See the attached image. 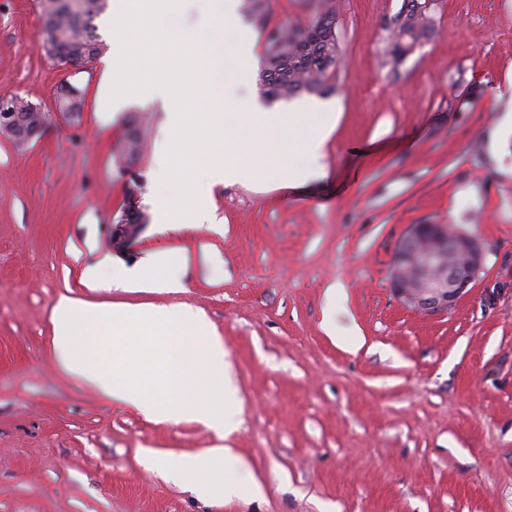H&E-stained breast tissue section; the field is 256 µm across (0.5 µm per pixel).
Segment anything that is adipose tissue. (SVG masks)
<instances>
[{
	"label": "adipose tissue",
	"instance_id": "1",
	"mask_svg": "<svg viewBox=\"0 0 512 512\" xmlns=\"http://www.w3.org/2000/svg\"><path fill=\"white\" fill-rule=\"evenodd\" d=\"M187 264L184 249L159 251L135 269L113 265L111 285L176 290ZM51 320L55 357L71 377L154 423L194 421L215 434L216 445L202 454L162 462L171 478L217 500L261 495L245 459L228 444L237 428L236 390L224 343L201 315L186 306H111L63 295Z\"/></svg>",
	"mask_w": 512,
	"mask_h": 512
}]
</instances>
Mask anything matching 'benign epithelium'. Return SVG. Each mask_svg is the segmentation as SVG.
Masks as SVG:
<instances>
[{"mask_svg":"<svg viewBox=\"0 0 512 512\" xmlns=\"http://www.w3.org/2000/svg\"><path fill=\"white\" fill-rule=\"evenodd\" d=\"M80 93L64 83L55 103L63 116L77 115ZM20 117L15 112L0 114V136L23 148L36 140L43 125L29 127L22 140L14 141ZM132 210L112 218L110 243L115 251L127 249L145 227L138 211V195L131 197ZM484 246L477 238L454 230L448 224H410L394 252L390 288L405 307L424 315L452 310L471 290L484 263Z\"/></svg>","mask_w":512,"mask_h":512,"instance_id":"1","label":"benign epithelium"}]
</instances>
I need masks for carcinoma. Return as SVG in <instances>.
Masks as SVG:
<instances>
[{
	"label": "carcinoma",
	"instance_id": "obj_1",
	"mask_svg": "<svg viewBox=\"0 0 512 512\" xmlns=\"http://www.w3.org/2000/svg\"><path fill=\"white\" fill-rule=\"evenodd\" d=\"M422 0H403L394 20L386 54L397 64L428 37L434 15L419 8ZM43 21V42L54 45L56 56L66 62L74 57L95 61L105 50L96 20L108 8V0H38ZM243 12L266 35L267 50L259 71L261 96L270 103L287 101L303 93L328 95L342 53L336 34L335 0H317L315 16L304 27L270 25L268 0H245ZM144 150L143 120L133 115L121 164L136 165Z\"/></svg>",
	"mask_w": 512,
	"mask_h": 512
}]
</instances>
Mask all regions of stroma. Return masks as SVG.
Here are the masks:
<instances>
[{"mask_svg":"<svg viewBox=\"0 0 512 512\" xmlns=\"http://www.w3.org/2000/svg\"><path fill=\"white\" fill-rule=\"evenodd\" d=\"M401 5L336 0L344 63L322 99L324 176L213 185L214 224L151 222L118 254L126 119L147 118L135 170L149 213L168 114L101 111L105 60L73 72L41 48L38 0H0V95L52 113L68 82L84 100L26 148L0 137V512H512V134L491 142L512 100V0H437L433 30L395 65L383 23ZM423 222L485 246L472 290L433 316L390 288L397 242ZM171 247L192 256L182 290L84 282ZM63 295L206 316L237 389L229 443L261 497L204 502L147 463L216 439L67 376L52 356Z\"/></svg>","mask_w":512,"mask_h":512,"instance_id":"obj_1","label":"stroma"}]
</instances>
